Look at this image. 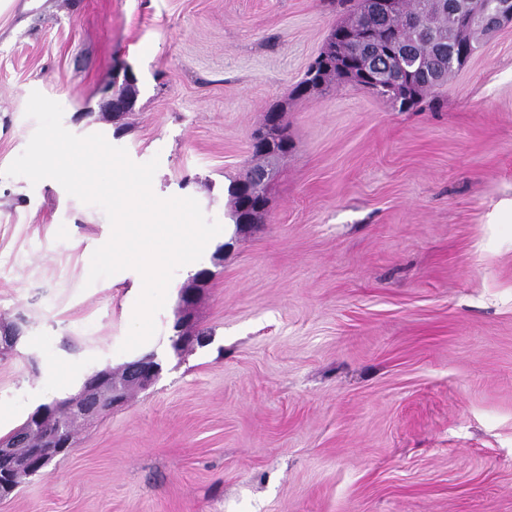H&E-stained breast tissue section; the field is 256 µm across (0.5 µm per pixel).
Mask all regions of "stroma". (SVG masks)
<instances>
[{
	"label": "stroma",
	"instance_id": "35a3bbf8",
	"mask_svg": "<svg viewBox=\"0 0 512 512\" xmlns=\"http://www.w3.org/2000/svg\"><path fill=\"white\" fill-rule=\"evenodd\" d=\"M348 13L339 0H15L0 4V407L25 421L48 358L84 374L134 359V278L88 283L105 212L4 173L37 128L159 158L163 195L223 230L195 268L204 345L169 348L179 268L146 343L149 388L81 422L0 512H512V27L415 112L363 87L293 96ZM136 90L114 136L105 93ZM282 108L262 223L227 188Z\"/></svg>",
	"mask_w": 512,
	"mask_h": 512
}]
</instances>
